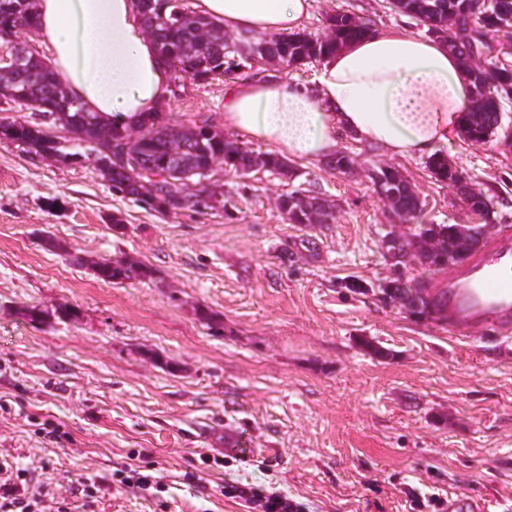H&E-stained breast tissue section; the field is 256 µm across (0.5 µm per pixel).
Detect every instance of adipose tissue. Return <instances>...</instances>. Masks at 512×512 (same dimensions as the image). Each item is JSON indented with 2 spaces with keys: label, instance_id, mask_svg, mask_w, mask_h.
<instances>
[{
  "label": "adipose tissue",
  "instance_id": "ef3b65f1",
  "mask_svg": "<svg viewBox=\"0 0 512 512\" xmlns=\"http://www.w3.org/2000/svg\"><path fill=\"white\" fill-rule=\"evenodd\" d=\"M313 0H196L232 32L288 34ZM36 32L83 107L117 126L143 121L169 94L170 71L142 29L137 0H38ZM472 85L445 42L392 30L324 59L319 93L255 79L230 88L224 124L279 153L314 160L342 134L396 156L430 157L462 125Z\"/></svg>",
  "mask_w": 512,
  "mask_h": 512
}]
</instances>
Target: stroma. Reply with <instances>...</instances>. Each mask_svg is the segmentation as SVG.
<instances>
[{
    "label": "stroma",
    "instance_id": "obj_1",
    "mask_svg": "<svg viewBox=\"0 0 512 512\" xmlns=\"http://www.w3.org/2000/svg\"><path fill=\"white\" fill-rule=\"evenodd\" d=\"M344 12L376 32L411 16L386 0H314L304 32ZM321 61L271 63L205 82L173 80L162 111L177 124L209 119L226 137L224 91L256 77L316 91ZM354 166L292 160L294 181L217 172L210 186L232 217L163 215L113 194L95 163L40 159L0 140V459L32 471L45 507L85 512H250L224 496L229 479L269 486L309 512H411L431 489L512 507V331L449 333L386 304L381 241L400 222L372 185L391 165L423 203L422 224L512 225V102L492 138H457L441 152L492 201L474 215L422 157H395L341 137ZM314 190L327 224H292L285 189ZM124 224L114 231L113 218ZM57 248H50V241ZM77 254L85 266L70 264ZM130 259L153 276L106 283L91 262ZM34 306L49 317L22 315ZM62 308L72 319L58 318ZM212 314L207 326L199 310ZM51 422L65 439L43 438ZM160 488L112 475L128 460Z\"/></svg>",
    "mask_w": 512,
    "mask_h": 512
}]
</instances>
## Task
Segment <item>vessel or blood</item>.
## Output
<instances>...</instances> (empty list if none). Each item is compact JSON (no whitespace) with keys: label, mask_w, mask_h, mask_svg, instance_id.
Wrapping results in <instances>:
<instances>
[{"label":"vessel or blood","mask_w":512,"mask_h":512,"mask_svg":"<svg viewBox=\"0 0 512 512\" xmlns=\"http://www.w3.org/2000/svg\"><path fill=\"white\" fill-rule=\"evenodd\" d=\"M441 285L448 290L449 326L512 330V227L502 226L482 253L465 258Z\"/></svg>","instance_id":"1"}]
</instances>
